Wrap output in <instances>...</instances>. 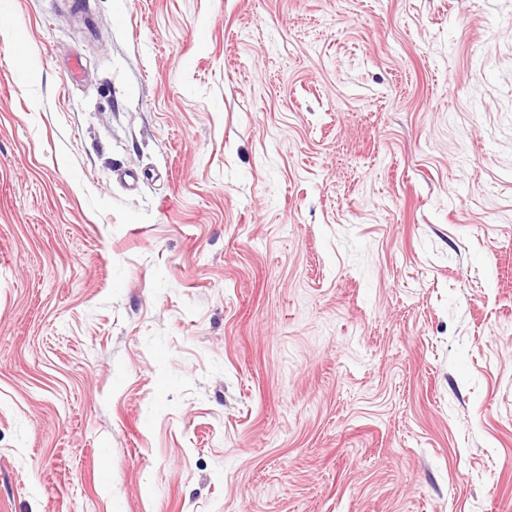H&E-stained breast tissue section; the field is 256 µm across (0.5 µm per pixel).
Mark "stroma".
Here are the masks:
<instances>
[{
    "instance_id": "stroma-1",
    "label": "stroma",
    "mask_w": 512,
    "mask_h": 512,
    "mask_svg": "<svg viewBox=\"0 0 512 512\" xmlns=\"http://www.w3.org/2000/svg\"><path fill=\"white\" fill-rule=\"evenodd\" d=\"M0 21V512H512V0Z\"/></svg>"
}]
</instances>
